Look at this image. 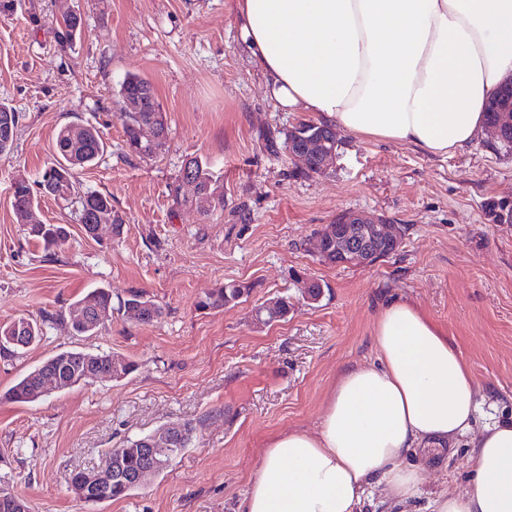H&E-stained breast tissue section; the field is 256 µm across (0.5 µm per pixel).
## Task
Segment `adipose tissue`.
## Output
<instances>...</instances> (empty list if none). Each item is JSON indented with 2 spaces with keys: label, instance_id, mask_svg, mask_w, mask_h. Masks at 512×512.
<instances>
[{
  "label": "adipose tissue",
  "instance_id": "adipose-tissue-1",
  "mask_svg": "<svg viewBox=\"0 0 512 512\" xmlns=\"http://www.w3.org/2000/svg\"><path fill=\"white\" fill-rule=\"evenodd\" d=\"M237 24L277 106L434 156L472 142L512 79V0H238ZM372 339L377 364L338 372L317 433L268 443L241 512H406L423 473L404 455L471 431L479 386L442 328L391 302ZM473 461L432 512H512V420L484 428Z\"/></svg>",
  "mask_w": 512,
  "mask_h": 512
}]
</instances>
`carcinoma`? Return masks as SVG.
Wrapping results in <instances>:
<instances>
[{"instance_id":"1","label":"carcinoma","mask_w":512,"mask_h":512,"mask_svg":"<svg viewBox=\"0 0 512 512\" xmlns=\"http://www.w3.org/2000/svg\"><path fill=\"white\" fill-rule=\"evenodd\" d=\"M84 21L81 14L66 15L58 22L57 36L61 42H69L81 35ZM117 103L123 105L132 97L146 101V109L135 112L127 110L120 113L123 123L126 144L135 155L156 159L165 150L166 137L154 142L140 140L142 127L155 125L166 131V115L157 99L152 83L138 75L128 74L119 82ZM19 124V114L7 103L0 101V156L8 155L13 150L14 138ZM106 149L103 133L92 122L72 123L61 127L54 142L55 162L46 167L37 181V186L27 182L17 183L13 187L11 206L16 219L29 220L38 196H53L57 199H77L78 216L90 224L104 222L116 229L121 235L124 229L123 218L112 208L111 199L95 190H82L75 180V172L90 168L98 163ZM191 168L197 180V192L190 198L181 197V185L170 186L175 198H183L184 202L197 205L203 211L215 202L214 180L209 168L196 158L185 162ZM28 234L42 243L46 256L53 258L57 251L69 241L70 232L64 224H31ZM244 283L230 281L213 289L198 301L201 309H219L224 302L235 298ZM120 310H136L140 313L138 321L150 323L163 314L162 308L142 293H133L119 303ZM112 295L103 288H98L83 295L69 308L68 313L43 317L45 322H62L76 336H91L112 318ZM12 335L32 337L36 343L43 335L42 325L29 319L19 318L0 324V336ZM54 369L67 376V387L94 381L99 376L119 381L137 369L135 362L110 353L92 354L78 349H65L49 357L39 366L25 373L6 392L5 397L16 403L34 402L44 396L41 391V372L43 369ZM119 464L130 476L124 484L113 485L97 492L93 497L86 498L88 503H103L119 500L141 489V485L132 480L144 463L141 438L126 441L123 448H112L105 453L103 467L111 469L112 464ZM0 512H27L26 504L14 494L0 491Z\"/></svg>"}]
</instances>
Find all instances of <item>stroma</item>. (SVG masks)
<instances>
[{
    "mask_svg": "<svg viewBox=\"0 0 512 512\" xmlns=\"http://www.w3.org/2000/svg\"><path fill=\"white\" fill-rule=\"evenodd\" d=\"M72 10L85 30L63 46L56 21ZM130 73L152 82L166 114V147L153 160L124 142L116 91ZM1 100L21 121L0 157V323L42 321L97 288L116 301L146 293L164 313L143 324L117 311L95 336L45 324L24 355L0 356V489L29 512H240L269 440L315 433L336 374L376 364L372 324L393 300L447 331L482 396L456 447L406 455L426 470L413 512L468 489L474 434L512 419V224L492 219L499 205L512 207V152L485 132L433 156L340 131L333 164L301 175L262 136L316 115L270 99L236 0H25L0 16ZM92 117L107 150L77 178L110 197L124 231L88 239L72 203L41 198L37 220L71 232L50 260L18 223L12 186L39 180L61 126ZM190 158L207 164L224 198L205 215L170 192ZM344 211L397 225L398 251L370 267L322 262L314 237ZM231 280L254 283L246 301L198 309L200 296ZM307 281L321 283L320 300L303 299ZM283 295L294 300L288 317L255 324L254 308ZM76 347L137 369L32 403L4 400L23 374ZM188 423L191 444L131 496L92 504L68 488L71 471L100 466L126 439Z\"/></svg>",
    "mask_w": 512,
    "mask_h": 512,
    "instance_id": "1",
    "label": "stroma"
}]
</instances>
